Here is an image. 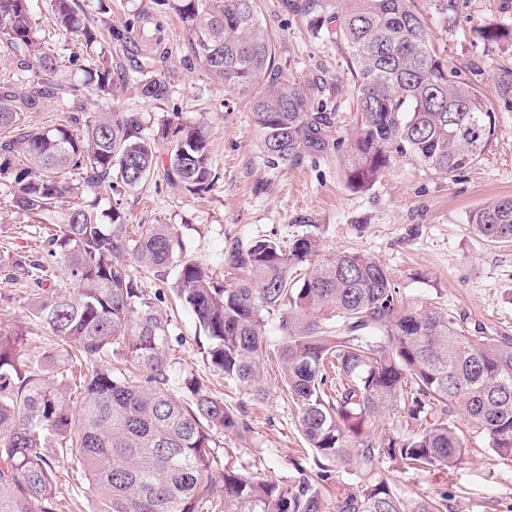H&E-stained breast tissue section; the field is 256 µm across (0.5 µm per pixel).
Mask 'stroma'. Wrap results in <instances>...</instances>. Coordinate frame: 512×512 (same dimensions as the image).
Masks as SVG:
<instances>
[{
  "mask_svg": "<svg viewBox=\"0 0 512 512\" xmlns=\"http://www.w3.org/2000/svg\"><path fill=\"white\" fill-rule=\"evenodd\" d=\"M87 23L123 26L147 7L148 0H77ZM427 33L436 48L459 64H475L474 82L488 95L497 113L498 133L476 164L444 175L421 167L411 156H399L389 173L371 189L348 188L342 157L356 114L346 76L347 60L327 32L317 30L311 16L289 11L284 0H260V17L273 34L279 65L302 82L322 81L312 107L337 112L338 121L322 128L318 144L308 146L298 163L269 167L259 149L248 98L225 92L190 58L189 34L175 14H154L133 38L140 48L162 43L168 57L161 70L172 92L150 104L138 95L139 78L124 43L112 53L125 65L129 79L118 100L84 98V112L117 107L140 113L145 133L162 119L191 125L208 122L212 129L209 190L199 196L170 189L154 177L138 189L102 195L101 209L120 205L131 224H166L187 245L190 256L222 267L237 242L271 239L288 243L302 236L321 242V258L339 250L367 254L391 271L404 298L431 303L465 328L491 336H512V242L489 244L469 225L471 212L485 202L512 196V94L499 93L497 82L512 70V43L476 39L477 28L512 25L501 0H456L454 11L441 0H417ZM51 222L37 223L15 212L7 188L0 186V254L46 258ZM33 280L11 281L0 275V333H23L20 359L42 360L55 344L35 323ZM174 342L169 355L178 379H197L217 392L225 404L247 418L252 431L245 439H225L234 467L271 480H289L298 469L314 471L301 436L295 405L266 373L267 396L255 401L248 393L225 386L200 354L198 332L189 310L172 321ZM456 425L477 448L450 469L404 470L394 462L385 468L409 494L447 492L451 512H512V460L487 451L483 434L464 417Z\"/></svg>",
  "mask_w": 512,
  "mask_h": 512,
  "instance_id": "stroma-1",
  "label": "stroma"
}]
</instances>
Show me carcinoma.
Wrapping results in <instances>:
<instances>
[{
    "label": "carcinoma",
    "instance_id": "cac0c4a2",
    "mask_svg": "<svg viewBox=\"0 0 512 512\" xmlns=\"http://www.w3.org/2000/svg\"><path fill=\"white\" fill-rule=\"evenodd\" d=\"M166 2L190 32V49L226 92L252 94L251 112L267 164L288 166L317 142L334 112L310 111L309 88L275 63L273 38L258 0ZM54 0L56 29L85 48L81 81L60 68L34 36L31 0H0V42L18 52L22 81L0 76V186L33 221L57 217L48 255L59 258L72 292L37 297L31 314L57 339L44 363L23 365L15 338L0 335V512H55L56 486L78 471L98 512H325L321 482L333 469L353 472L358 489L336 497V512H448V493L407 496L385 476V461L450 468L469 452L454 418L462 415L488 448L512 459V338L474 335L436 306L411 307L378 261L342 251L313 264L300 284L290 269L311 263L320 244L257 239L236 245L223 277L186 254L166 224L131 235L117 206L98 210L103 190H133L149 179L200 194L213 182L210 134L203 124L162 120L141 134L137 112H72L89 93L113 96L128 79L112 42H127L107 24L98 39L75 9ZM345 50L357 122L343 154L347 186L373 187L395 156L411 155L439 174L467 168L490 148L496 115L489 97L430 42L416 0H345L339 10L318 0L293 4ZM483 41H512L509 27L476 29ZM141 98L171 94L166 76L141 67ZM56 97L71 124L38 129L24 116ZM169 144L167 153L160 142ZM491 243L512 241V196L486 202L470 216ZM174 271L175 299L206 339L205 360L224 380L265 398L261 371L270 365L299 410L303 439L317 467L273 481L221 466L224 441L251 432L243 415L200 384L173 390L171 323L127 272ZM40 259L0 257L10 280L44 271ZM280 336L269 342L268 321ZM120 349L121 365L106 363ZM408 434L363 430L397 405Z\"/></svg>",
    "mask_w": 512,
    "mask_h": 512
}]
</instances>
